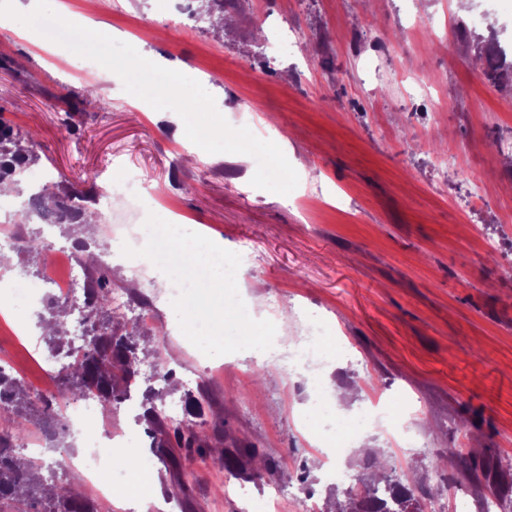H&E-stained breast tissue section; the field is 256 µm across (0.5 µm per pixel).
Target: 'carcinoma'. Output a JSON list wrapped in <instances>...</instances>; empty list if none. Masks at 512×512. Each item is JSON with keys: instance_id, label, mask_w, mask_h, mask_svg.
I'll return each instance as SVG.
<instances>
[{"instance_id": "obj_1", "label": "carcinoma", "mask_w": 512, "mask_h": 512, "mask_svg": "<svg viewBox=\"0 0 512 512\" xmlns=\"http://www.w3.org/2000/svg\"><path fill=\"white\" fill-rule=\"evenodd\" d=\"M38 160L33 134L14 129L0 116V182L8 179L18 186L25 180V173ZM83 197L67 190L60 191L53 183L42 186L40 194L24 201L16 212L17 223L32 224L35 214L54 219L59 224H97L94 216L80 205ZM75 248L86 271L83 299L63 303L49 297L44 311L39 315L41 326L54 324L45 337L48 351L61 352L68 357L61 381L67 388L68 399H78L96 393L106 408L126 399L131 382L139 377L140 334L121 328L120 313L112 307V267L91 253L94 244L78 240ZM45 244L34 233L21 240L17 250L28 255L40 254ZM83 313L87 326V343L72 347L64 340L68 335L67 318L74 310ZM143 412L140 417L150 426L152 447L160 460L174 465L173 448H191L195 452L213 454L211 436L206 422H165L156 402L162 391L151 380L145 381ZM0 409L14 411L8 431L0 434V512H97L95 503L69 487L54 488L44 484L39 475L40 461L17 455L16 449L31 428L41 429L51 448H63L67 429L53 402L43 401L41 412L34 413L30 395L23 382L4 367H0ZM374 481L384 482L388 498L376 495V487H368L361 500L349 502V510L340 512H405L410 504L412 491L401 482H394L386 474V464L377 463Z\"/></svg>"}]
</instances>
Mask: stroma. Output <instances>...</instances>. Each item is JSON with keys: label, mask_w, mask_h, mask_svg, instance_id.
<instances>
[{"label": "stroma", "mask_w": 512, "mask_h": 512, "mask_svg": "<svg viewBox=\"0 0 512 512\" xmlns=\"http://www.w3.org/2000/svg\"><path fill=\"white\" fill-rule=\"evenodd\" d=\"M122 7L114 13L103 0L90 18L106 33L123 31L125 15L146 18L165 33L146 45L151 61L194 79L212 72L205 88L231 126L270 124L295 171L311 172L309 186L349 197L309 223L295 196L251 185L253 159L204 153L190 165L175 155L183 125L176 112L144 117L104 80L95 89L107 111L85 105L86 83L22 35L0 36V54L13 63L0 68V114L34 134L41 161L33 174L88 192L104 223H133L128 200L102 199L112 155L124 153L224 249L241 254L244 242L257 243L237 288L255 300L254 319H272L283 340L263 368L240 352L209 358L179 348L164 281L113 265V288L128 300L125 328L137 326L142 308L161 328L144 344L160 349L175 373L164 403L198 398L221 447L255 446L266 465L227 469L180 449L179 468L165 467L147 424L123 403L111 414L123 436L111 466L129 472L139 492L114 491L101 512H129L137 498L162 499L175 512H266L274 488L290 492L282 512H336L349 494H362L381 459L408 480L420 512L436 501L445 512H483L497 491L491 477L436 456L456 448L512 473V211L494 199L470 213L454 204L474 181L512 195V154L493 152L512 139V79L488 78L500 51L512 56V10L498 0H242L226 10L235 25L220 38L203 0H122ZM179 14L189 15L188 30L174 27ZM67 102L73 134L62 125ZM448 145L458 154L454 169L436 160ZM29 283L32 297L18 308L27 332L0 323V366L28 391L57 400L62 388L49 383L36 326L52 288L38 275ZM311 315L340 324L351 343L318 370L337 412L354 414L369 386L381 387L410 407L418 447L392 459L375 429L339 458L340 479L313 467L316 453L298 428L312 388L287 350ZM228 362L240 375L234 387L224 380Z\"/></svg>", "instance_id": "obj_1"}]
</instances>
